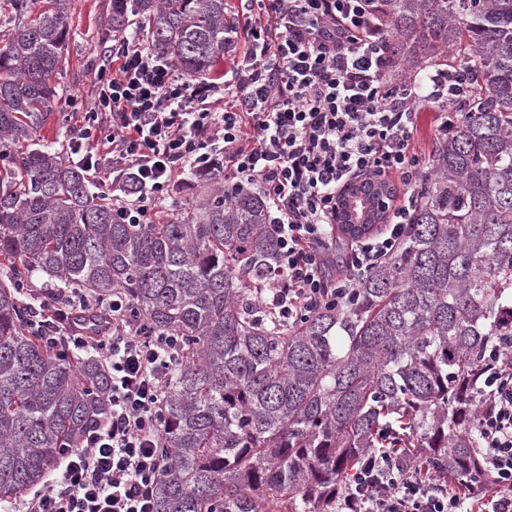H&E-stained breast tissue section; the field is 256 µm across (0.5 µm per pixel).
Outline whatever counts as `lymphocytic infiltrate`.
<instances>
[{
	"label": "lymphocytic infiltrate",
	"mask_w": 512,
	"mask_h": 512,
	"mask_svg": "<svg viewBox=\"0 0 512 512\" xmlns=\"http://www.w3.org/2000/svg\"><path fill=\"white\" fill-rule=\"evenodd\" d=\"M255 2L260 15L247 48L220 87L176 75L150 47L122 37L81 115L78 165L92 177L111 173L112 208L126 224L151 223L156 203L186 174L256 187L274 213L278 244L265 301L295 321L345 298L393 254L406 228L407 204L388 203L391 224L351 242L347 275L329 279L337 188L366 170L415 185L429 167L412 145L417 112L455 101L460 87L442 71L425 80L400 75L369 0ZM41 293L47 342L105 360L111 410L82 447L58 449L57 474L34 492L27 512H155L178 338L147 334L118 292L99 302L94 330L82 299L53 284ZM480 393L477 451L492 492L448 489L378 448L347 483L338 512H512V336L491 351Z\"/></svg>",
	"instance_id": "obj_1"
}]
</instances>
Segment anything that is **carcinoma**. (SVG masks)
Listing matches in <instances>:
<instances>
[{"label":"carcinoma","instance_id":"cac0c4a2","mask_svg":"<svg viewBox=\"0 0 512 512\" xmlns=\"http://www.w3.org/2000/svg\"><path fill=\"white\" fill-rule=\"evenodd\" d=\"M401 68L455 58L457 123L436 139L401 244L344 301L294 325L262 305L278 255L269 204L215 184L176 219L124 224L82 170L38 144L57 97L69 0L0 41V498L40 484L108 411L95 357L34 330L17 284L42 273L95 300L124 292L145 330L179 338L166 383L157 512H336L374 448L462 490L476 453L477 377L512 336V0H371ZM174 71L207 75L236 30L226 0H112ZM376 192L346 211L374 215ZM349 240L331 273L348 270Z\"/></svg>","mask_w":512,"mask_h":512}]
</instances>
